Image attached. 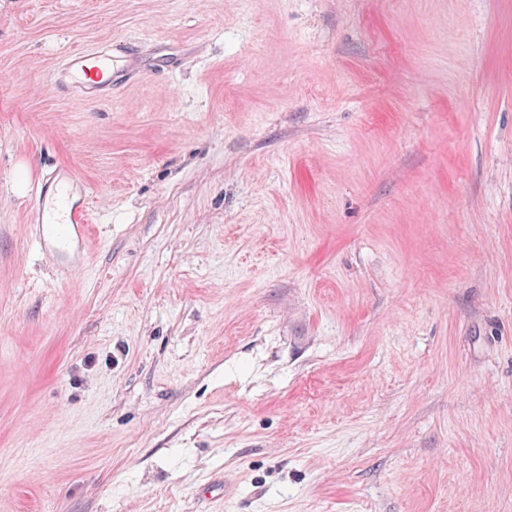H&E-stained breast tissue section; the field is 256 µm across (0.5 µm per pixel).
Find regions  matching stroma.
I'll list each match as a JSON object with an SVG mask.
<instances>
[{
  "label": "stroma",
  "instance_id": "1",
  "mask_svg": "<svg viewBox=\"0 0 512 512\" xmlns=\"http://www.w3.org/2000/svg\"><path fill=\"white\" fill-rule=\"evenodd\" d=\"M0 512H512V0H0ZM116 53L112 51L97 50L91 53L83 51L73 52L67 59L68 69L74 79L75 87L87 94H94L98 91V87L104 82L102 78V70L106 72H114L116 65ZM96 63L97 65H93ZM71 181L58 175L42 188L37 203L38 220L34 224L38 246L68 264L73 263L75 255L79 256V252L84 250L88 237V225L85 224L87 203H71ZM55 213L62 219L54 218Z\"/></svg>",
  "mask_w": 512,
  "mask_h": 512
}]
</instances>
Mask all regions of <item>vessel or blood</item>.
Here are the masks:
<instances>
[{
    "label": "vessel or blood",
    "mask_w": 512,
    "mask_h": 512,
    "mask_svg": "<svg viewBox=\"0 0 512 512\" xmlns=\"http://www.w3.org/2000/svg\"><path fill=\"white\" fill-rule=\"evenodd\" d=\"M67 63L77 88L91 94L101 85L103 72L113 70L116 58L109 51H77L69 55ZM70 186L69 178L59 177L42 188L35 226L38 246L68 262L84 250L88 237L86 207L72 203Z\"/></svg>",
    "instance_id": "1"
}]
</instances>
